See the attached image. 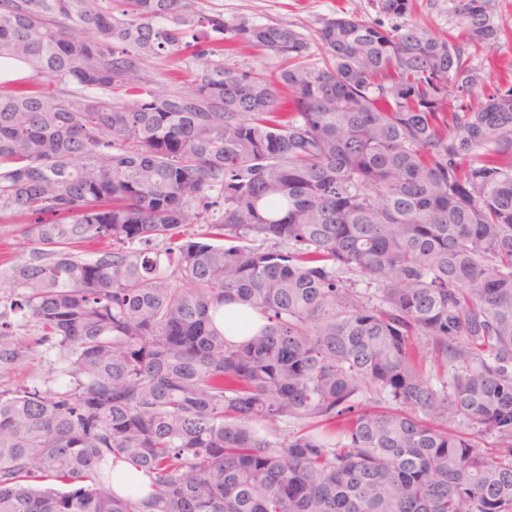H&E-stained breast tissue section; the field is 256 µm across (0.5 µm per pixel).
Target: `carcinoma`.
<instances>
[{
  "mask_svg": "<svg viewBox=\"0 0 512 512\" xmlns=\"http://www.w3.org/2000/svg\"><path fill=\"white\" fill-rule=\"evenodd\" d=\"M451 2L461 43L330 18L319 64L195 0H0V377L60 363L0 389V512H512V84L465 103L503 21ZM226 31L288 67L211 66ZM27 224V221L12 217L10 215H3L0 219V256L3 251H16L18 246L6 247L5 243H20L23 242L22 230ZM2 243V244H1ZM4 249V250H1ZM261 322L250 309L237 302L224 304V334L230 341H242L253 336ZM47 363H38L34 361L33 364L25 365L17 369L12 375L0 378L1 386H14L23 382H29L35 377H45Z\"/></svg>",
  "mask_w": 512,
  "mask_h": 512,
  "instance_id": "cac0c4a2",
  "label": "carcinoma"
}]
</instances>
